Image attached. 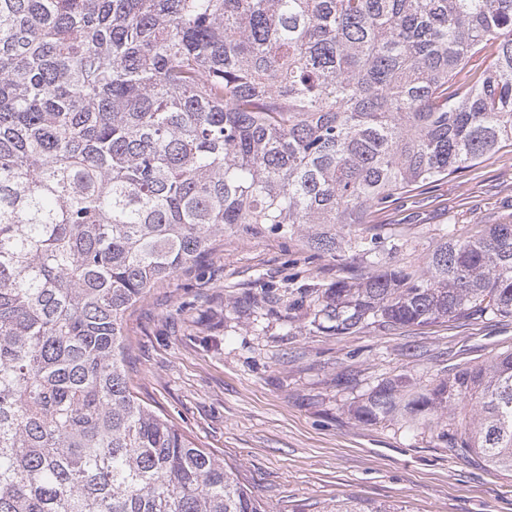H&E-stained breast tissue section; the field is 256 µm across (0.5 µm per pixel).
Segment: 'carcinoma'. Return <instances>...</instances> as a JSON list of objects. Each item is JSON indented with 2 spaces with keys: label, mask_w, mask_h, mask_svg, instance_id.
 Here are the masks:
<instances>
[{
  "label": "carcinoma",
  "mask_w": 512,
  "mask_h": 512,
  "mask_svg": "<svg viewBox=\"0 0 512 512\" xmlns=\"http://www.w3.org/2000/svg\"><path fill=\"white\" fill-rule=\"evenodd\" d=\"M511 146L512 0H0V512H267L136 396L127 312L269 231L370 256L320 329L512 318V224L448 227L422 271L369 224ZM357 413L446 415L450 452L512 471V352Z\"/></svg>",
  "instance_id": "cac0c4a2"
}]
</instances>
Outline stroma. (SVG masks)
<instances>
[{"label": "stroma", "instance_id": "obj_1", "mask_svg": "<svg viewBox=\"0 0 512 512\" xmlns=\"http://www.w3.org/2000/svg\"><path fill=\"white\" fill-rule=\"evenodd\" d=\"M371 221L394 262L416 270L448 225L512 224V148L396 196ZM366 267L354 252L319 253L295 236L225 234L129 311L134 391L223 456L268 512H321L339 498L406 512H512V472L452 455L447 420L354 414L378 384L425 388L512 352V318L316 328L318 294Z\"/></svg>", "mask_w": 512, "mask_h": 512}]
</instances>
